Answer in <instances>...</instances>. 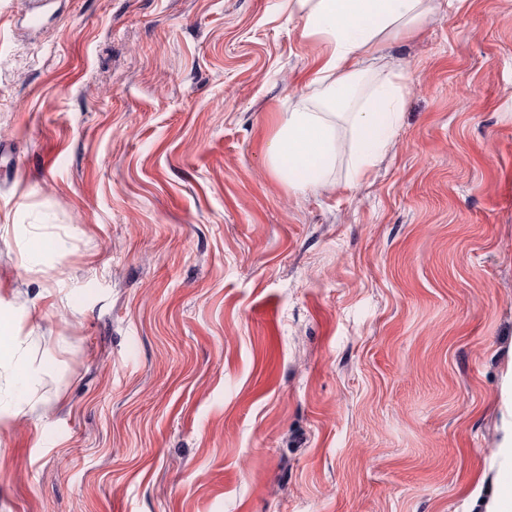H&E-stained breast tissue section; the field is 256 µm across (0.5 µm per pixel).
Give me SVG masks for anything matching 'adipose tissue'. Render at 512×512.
Wrapping results in <instances>:
<instances>
[{
	"label": "adipose tissue",
	"mask_w": 512,
	"mask_h": 512,
	"mask_svg": "<svg viewBox=\"0 0 512 512\" xmlns=\"http://www.w3.org/2000/svg\"><path fill=\"white\" fill-rule=\"evenodd\" d=\"M307 37L328 49L316 80L323 95L300 101L283 116L268 146L273 168L297 191L326 187L336 162L339 125L353 134L355 175L385 149L404 106L402 75L388 70L361 96L358 58L373 57L385 40L413 33L436 9V0H289Z\"/></svg>",
	"instance_id": "1"
}]
</instances>
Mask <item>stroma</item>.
<instances>
[{
    "label": "stroma",
    "mask_w": 512,
    "mask_h": 512,
    "mask_svg": "<svg viewBox=\"0 0 512 512\" xmlns=\"http://www.w3.org/2000/svg\"><path fill=\"white\" fill-rule=\"evenodd\" d=\"M387 148L271 167L285 0H0V512H486L512 491V0H439ZM21 341L13 331L12 317L7 312H0V361L13 362L14 380L24 385L26 370L19 356Z\"/></svg>",
    "instance_id": "1"
}]
</instances>
